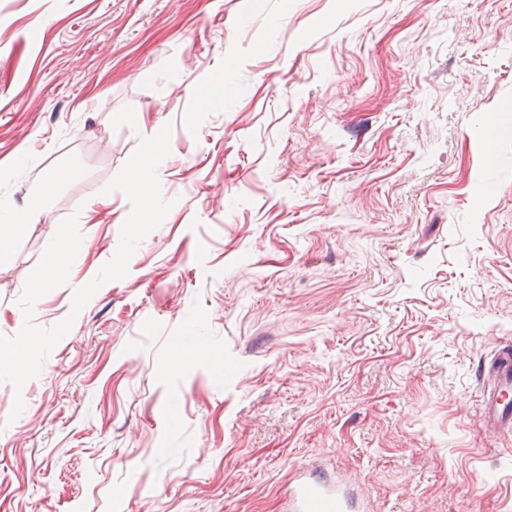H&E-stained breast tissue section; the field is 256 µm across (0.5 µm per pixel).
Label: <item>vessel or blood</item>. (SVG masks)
<instances>
[{
	"mask_svg": "<svg viewBox=\"0 0 512 512\" xmlns=\"http://www.w3.org/2000/svg\"><path fill=\"white\" fill-rule=\"evenodd\" d=\"M489 384L480 401V418L486 430L512 434V344L500 343L482 367ZM313 463L301 468L298 478L288 487L289 512H346L347 506L338 489L311 476Z\"/></svg>",
	"mask_w": 512,
	"mask_h": 512,
	"instance_id": "obj_1",
	"label": "vessel or blood"
}]
</instances>
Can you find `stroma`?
<instances>
[{"label":"stroma","instance_id":"1","mask_svg":"<svg viewBox=\"0 0 512 512\" xmlns=\"http://www.w3.org/2000/svg\"><path fill=\"white\" fill-rule=\"evenodd\" d=\"M167 125L163 223L0 382V512H283L314 460L374 512H512L478 377L512 340V0H0V209L48 186L1 335L98 201L33 321L68 315Z\"/></svg>","mask_w":512,"mask_h":512}]
</instances>
